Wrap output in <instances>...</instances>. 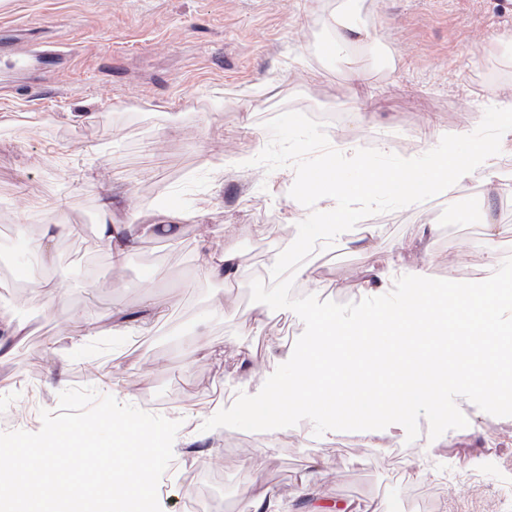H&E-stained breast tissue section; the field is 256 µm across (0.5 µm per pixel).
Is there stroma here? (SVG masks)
<instances>
[{"label": "stroma", "mask_w": 512, "mask_h": 512, "mask_svg": "<svg viewBox=\"0 0 512 512\" xmlns=\"http://www.w3.org/2000/svg\"><path fill=\"white\" fill-rule=\"evenodd\" d=\"M331 0H0V31L67 55L60 70L28 84L0 52V433L39 431L68 388L181 420L160 480L163 512H187L223 486L234 512H254L250 491L269 490L279 512H342L385 501L390 512H502L512 489V417L461 398L466 428L430 439L427 420L407 441L403 426L317 437L304 420L249 432L202 424L239 393L260 391L304 331L291 310L252 302V279L297 233L288 186L293 168L242 169L258 155L264 124L284 111L326 126L334 146L422 155L428 129L474 131L494 93L512 92V0H364L379 49L361 52L369 77L324 59L322 16ZM467 209L472 221L454 220ZM196 212L177 237L148 235L121 264L97 237L102 221L168 224ZM500 233L487 241L485 213ZM59 237L41 280L16 283L29 240L46 225ZM374 233L394 276L457 282L487 278L512 255V133L496 164L447 193L362 220L317 247L295 276L294 296L354 303L375 255ZM235 251L230 282L200 272L199 245ZM167 314L144 323L146 301ZM22 334H14L16 324Z\"/></svg>", "instance_id": "35a3bbf8"}]
</instances>
